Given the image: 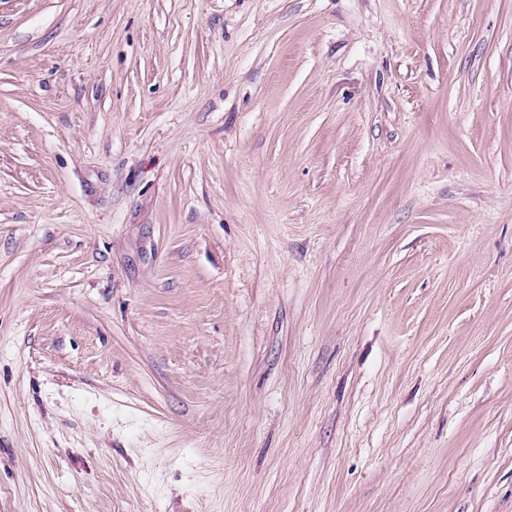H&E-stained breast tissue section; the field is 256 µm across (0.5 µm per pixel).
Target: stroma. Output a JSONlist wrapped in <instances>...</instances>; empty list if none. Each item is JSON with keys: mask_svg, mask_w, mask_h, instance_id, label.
Instances as JSON below:
<instances>
[{"mask_svg": "<svg viewBox=\"0 0 512 512\" xmlns=\"http://www.w3.org/2000/svg\"><path fill=\"white\" fill-rule=\"evenodd\" d=\"M0 512H512V0H0Z\"/></svg>", "mask_w": 512, "mask_h": 512, "instance_id": "stroma-1", "label": "stroma"}]
</instances>
